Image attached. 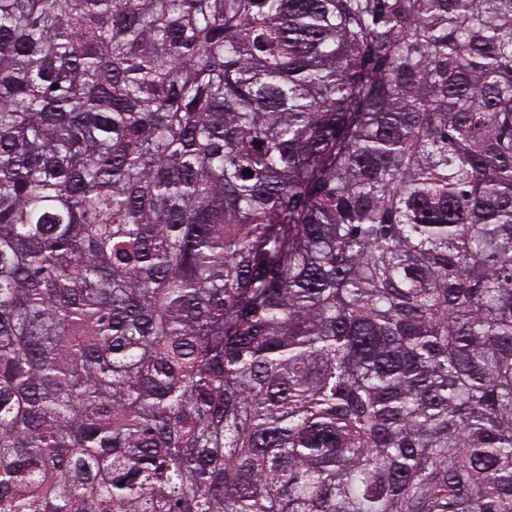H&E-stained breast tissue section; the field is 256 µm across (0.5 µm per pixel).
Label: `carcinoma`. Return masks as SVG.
<instances>
[{"label":"carcinoma","mask_w":512,"mask_h":512,"mask_svg":"<svg viewBox=\"0 0 512 512\" xmlns=\"http://www.w3.org/2000/svg\"><path fill=\"white\" fill-rule=\"evenodd\" d=\"M0 512H512V0H0Z\"/></svg>","instance_id":"obj_1"}]
</instances>
